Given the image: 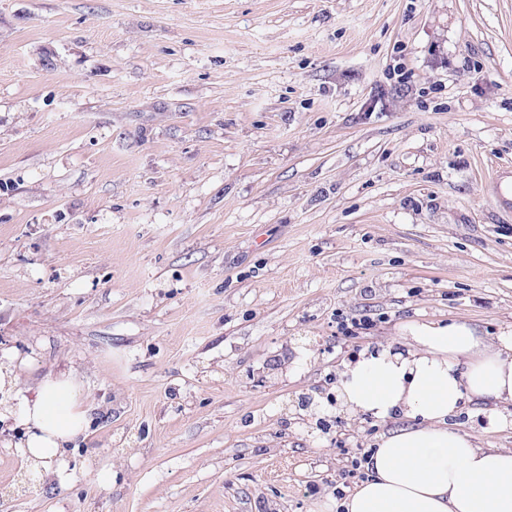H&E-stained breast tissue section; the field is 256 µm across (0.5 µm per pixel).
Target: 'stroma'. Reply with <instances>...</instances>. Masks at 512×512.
<instances>
[{"instance_id": "35a3bbf8", "label": "stroma", "mask_w": 512, "mask_h": 512, "mask_svg": "<svg viewBox=\"0 0 512 512\" xmlns=\"http://www.w3.org/2000/svg\"><path fill=\"white\" fill-rule=\"evenodd\" d=\"M501 165L512 0H0V363L90 419L63 487L7 418L0 512H336L342 363L512 331ZM487 196L503 211L512 213V171L495 167L485 181Z\"/></svg>"}]
</instances>
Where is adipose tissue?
<instances>
[{
  "instance_id": "ef3b65f1",
  "label": "adipose tissue",
  "mask_w": 512,
  "mask_h": 512,
  "mask_svg": "<svg viewBox=\"0 0 512 512\" xmlns=\"http://www.w3.org/2000/svg\"><path fill=\"white\" fill-rule=\"evenodd\" d=\"M406 348L384 346L346 364L337 400L351 415L408 419L382 436L366 462L367 479L344 501L346 512H512V450L477 447L451 424L465 398L512 404V334L486 342L468 326L420 325ZM0 372V416L27 429L18 452L33 465H54L60 484L71 475L61 457L86 428L75 376L51 375L34 395Z\"/></svg>"
}]
</instances>
